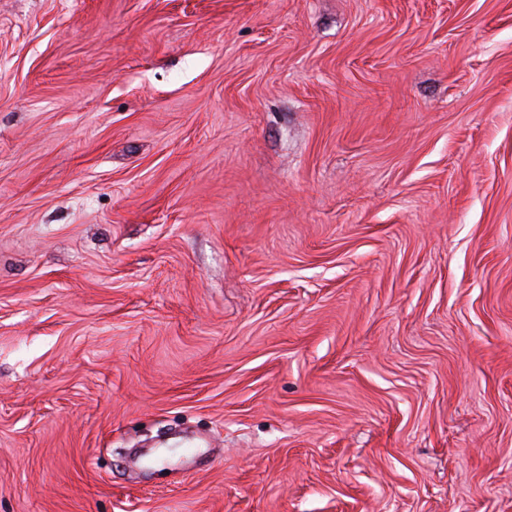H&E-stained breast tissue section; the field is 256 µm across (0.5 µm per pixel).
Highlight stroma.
<instances>
[{
  "label": "stroma",
  "mask_w": 512,
  "mask_h": 512,
  "mask_svg": "<svg viewBox=\"0 0 512 512\" xmlns=\"http://www.w3.org/2000/svg\"><path fill=\"white\" fill-rule=\"evenodd\" d=\"M0 512H512V0H0Z\"/></svg>",
  "instance_id": "1"
}]
</instances>
